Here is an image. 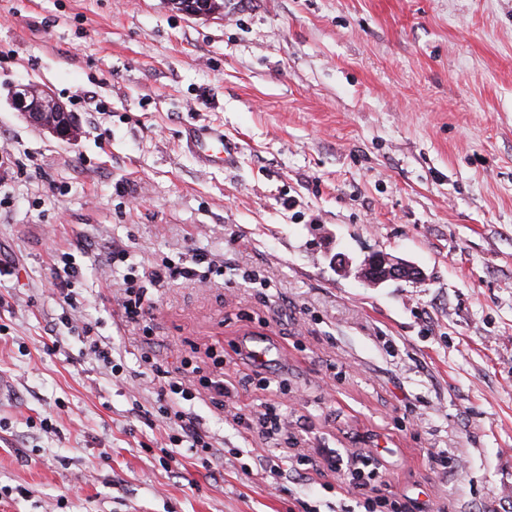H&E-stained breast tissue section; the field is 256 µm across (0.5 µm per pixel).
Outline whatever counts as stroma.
Listing matches in <instances>:
<instances>
[{"instance_id":"stroma-1","label":"stroma","mask_w":512,"mask_h":512,"mask_svg":"<svg viewBox=\"0 0 512 512\" xmlns=\"http://www.w3.org/2000/svg\"><path fill=\"white\" fill-rule=\"evenodd\" d=\"M47 89L79 136L7 102ZM235 148L207 167L189 132ZM84 273L73 296L125 359L93 368L60 321L48 244ZM127 249L142 281L211 252L207 287L151 288L148 340L95 266ZM414 263L366 284L345 254ZM0 512H302L350 473L261 470L331 447L391 449L385 478L442 512H512V0H0ZM59 351L47 353L53 337ZM265 347L255 374L235 345ZM224 374L239 405L280 403L274 449L190 410L224 451L164 465L142 353ZM269 380L272 391L261 388Z\"/></svg>"}]
</instances>
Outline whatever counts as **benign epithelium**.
Instances as JSON below:
<instances>
[{
	"label": "benign epithelium",
	"instance_id": "1",
	"mask_svg": "<svg viewBox=\"0 0 512 512\" xmlns=\"http://www.w3.org/2000/svg\"><path fill=\"white\" fill-rule=\"evenodd\" d=\"M8 103L32 126L56 138L67 140L75 131L74 120L68 116L66 108L46 90L41 95L33 92L29 82L16 85L9 94ZM364 264L375 273L379 284L419 275L413 263L380 251L368 255Z\"/></svg>",
	"mask_w": 512,
	"mask_h": 512
}]
</instances>
